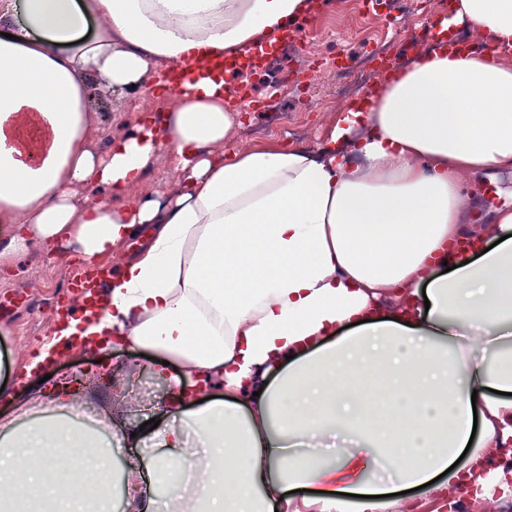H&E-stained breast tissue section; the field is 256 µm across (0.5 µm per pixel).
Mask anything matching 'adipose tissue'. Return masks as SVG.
Wrapping results in <instances>:
<instances>
[{
  "label": "adipose tissue",
  "mask_w": 512,
  "mask_h": 512,
  "mask_svg": "<svg viewBox=\"0 0 512 512\" xmlns=\"http://www.w3.org/2000/svg\"><path fill=\"white\" fill-rule=\"evenodd\" d=\"M310 0H0V264L63 243L84 259L146 239L97 313L59 341L150 352L167 390L123 475L126 512H389L502 477L512 437V204L471 224L465 181L512 172V0H455L489 47L421 53L314 149L229 148L220 76L90 150L92 89L136 101L161 64L248 49ZM167 151L172 200L115 205ZM89 204L75 206L76 188ZM211 397L189 396L170 363ZM0 512H87L111 462L57 414L0 419ZM304 497H295V490Z\"/></svg>",
  "instance_id": "obj_1"
}]
</instances>
